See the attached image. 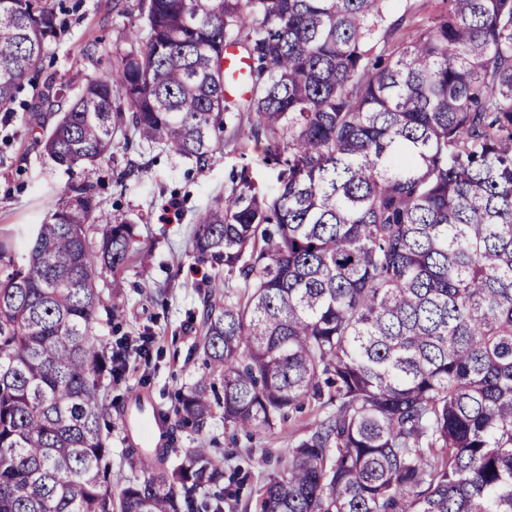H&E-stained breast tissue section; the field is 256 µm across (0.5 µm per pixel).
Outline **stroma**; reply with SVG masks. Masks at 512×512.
I'll return each mask as SVG.
<instances>
[{
	"label": "stroma",
	"instance_id": "35a3bbf8",
	"mask_svg": "<svg viewBox=\"0 0 512 512\" xmlns=\"http://www.w3.org/2000/svg\"><path fill=\"white\" fill-rule=\"evenodd\" d=\"M67 7L68 32L49 43L38 73L20 93L13 117L0 112V235L25 243L31 228L46 218L60 200L64 187L91 182L100 208L134 226L138 239L136 260L124 274L119 296L114 297L119 316L100 321L95 334L99 347L114 345L122 336L137 338L150 330L154 346L150 356L130 353L123 376L113 381L112 488L120 490L132 473L124 457L125 414L119 403L130 401L136 389L146 388L155 404L171 408L175 393L192 384L206 370L199 353L201 332L193 315L200 306V286L207 273L195 263L191 232L197 213L229 191L233 178L248 170L252 180L267 192L279 186L280 168L266 157V145H243L224 138L223 152L213 164L200 168L160 149L140 146L138 137L117 134L118 145L109 161L91 178L80 171H65L44 152L42 144L20 116L39 112L51 116L40 95L48 77L63 79L79 71L106 72L117 51L126 48L125 33L131 18L117 13L116 0H61ZM98 42L93 57H86L87 40ZM315 421L314 412L293 416L273 431L246 436L226 426L214 415L201 430L177 433V447L220 448L224 473L240 472L244 484L236 512H254L253 495L271 474L288 448Z\"/></svg>",
	"mask_w": 512,
	"mask_h": 512
}]
</instances>
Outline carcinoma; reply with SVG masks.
Listing matches in <instances>:
<instances>
[{
	"label": "carcinoma",
	"instance_id": "1",
	"mask_svg": "<svg viewBox=\"0 0 512 512\" xmlns=\"http://www.w3.org/2000/svg\"><path fill=\"white\" fill-rule=\"evenodd\" d=\"M140 24L112 71L59 83L46 154L70 171L116 133L205 167L217 131L265 140L268 194L242 170L198 214L209 373L176 427L314 424L256 490L255 512H512V0H448L431 24L387 0H130ZM51 0H0V112L46 43ZM248 46L243 124L224 47ZM133 225L92 186L62 193L18 257L0 238V512H224L240 482L218 448L125 449L143 478L112 489L94 330L137 256ZM224 276L227 288L217 282ZM220 376L218 396L211 375Z\"/></svg>",
	"mask_w": 512,
	"mask_h": 512
}]
</instances>
